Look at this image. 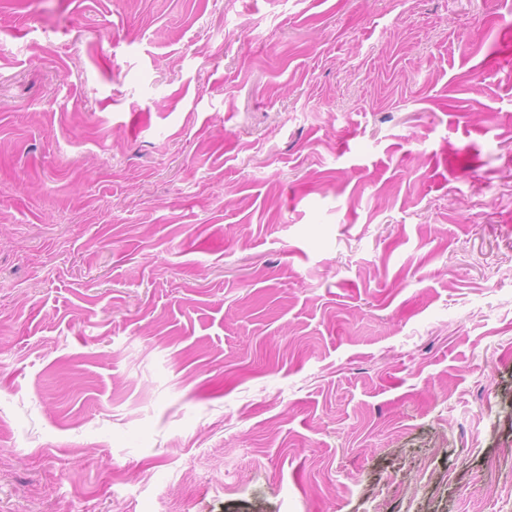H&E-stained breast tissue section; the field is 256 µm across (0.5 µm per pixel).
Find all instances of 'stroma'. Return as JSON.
Instances as JSON below:
<instances>
[{
    "label": "stroma",
    "mask_w": 512,
    "mask_h": 512,
    "mask_svg": "<svg viewBox=\"0 0 512 512\" xmlns=\"http://www.w3.org/2000/svg\"><path fill=\"white\" fill-rule=\"evenodd\" d=\"M512 0H0V512H512Z\"/></svg>",
    "instance_id": "obj_1"
}]
</instances>
